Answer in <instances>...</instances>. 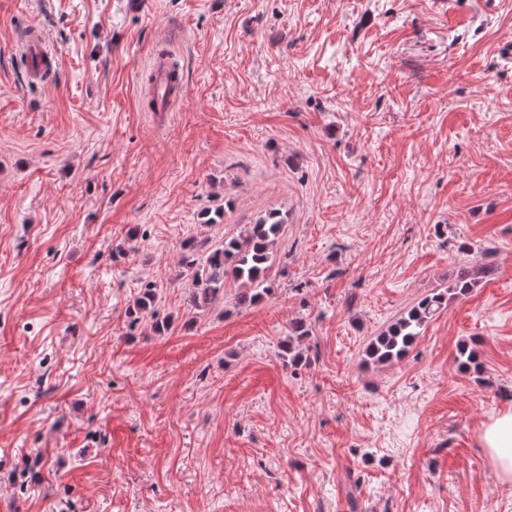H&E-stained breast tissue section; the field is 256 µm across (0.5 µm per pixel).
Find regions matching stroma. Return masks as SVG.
<instances>
[{"instance_id": "1", "label": "stroma", "mask_w": 512, "mask_h": 512, "mask_svg": "<svg viewBox=\"0 0 512 512\" xmlns=\"http://www.w3.org/2000/svg\"><path fill=\"white\" fill-rule=\"evenodd\" d=\"M510 43L512 0H0V512H512L480 443L512 408ZM271 211L274 291L193 309L184 241ZM150 78L155 91L154 112H170L172 100H180L183 96L182 80L179 73L175 74L172 65L166 60L153 59L149 68ZM154 98L149 107H154ZM486 269L474 270L473 277L462 272L458 279L438 292L419 300L395 323L373 340L367 350V356L376 363H387L399 359L419 336L421 329L435 314L448 305V301L468 293L478 282ZM157 293L153 288H145L141 297H139L135 303V307L137 313L142 318H150L152 319V325L154 330L158 333H161L168 329V324L164 321L155 320L156 311H155V299Z\"/></svg>"}]
</instances>
